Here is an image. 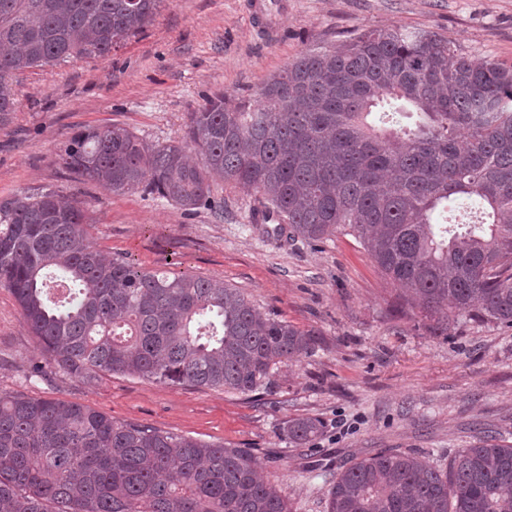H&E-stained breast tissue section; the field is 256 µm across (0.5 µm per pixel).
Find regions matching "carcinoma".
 <instances>
[{
	"instance_id": "1",
	"label": "carcinoma",
	"mask_w": 512,
	"mask_h": 512,
	"mask_svg": "<svg viewBox=\"0 0 512 512\" xmlns=\"http://www.w3.org/2000/svg\"><path fill=\"white\" fill-rule=\"evenodd\" d=\"M164 0H0V125L12 78L104 58ZM60 159L78 182L157 193L185 211L215 186L255 191L275 230L320 241L343 227L435 336L448 313L512 326V67L476 63L445 36L364 29L309 48L249 101L207 98L183 140L148 145L88 128ZM481 220L452 231L448 203ZM87 206L52 190L0 200V288L58 370L252 394L318 333L261 314L221 280L144 270L100 250ZM320 422L288 423L305 445ZM0 512H291L248 451L124 422L62 400L0 394ZM327 512H512V445L480 438L442 472L381 451L344 467Z\"/></svg>"
}]
</instances>
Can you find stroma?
Segmentation results:
<instances>
[{"label":"stroma","mask_w":512,"mask_h":512,"mask_svg":"<svg viewBox=\"0 0 512 512\" xmlns=\"http://www.w3.org/2000/svg\"><path fill=\"white\" fill-rule=\"evenodd\" d=\"M276 39L245 0H170L108 57L16 73L19 101L0 126V198L52 189L84 202L102 250L146 269L224 281L262 313L319 334L311 354L274 368L266 387L239 394L100 372L76 378L45 364L14 296L0 288V393L91 406L118 422L248 450L292 512H327V489L351 461L410 452L439 470L476 438L512 442V327L452 314L429 335L419 311L347 232L312 243L254 224L251 190L221 184L212 206L188 212L136 190L112 193L72 179L59 160L88 127H126L149 144L180 140L204 97L255 93L302 50L356 30L390 26L448 36L472 60L512 66V0H288ZM315 417L297 446L289 420Z\"/></svg>","instance_id":"obj_1"}]
</instances>
